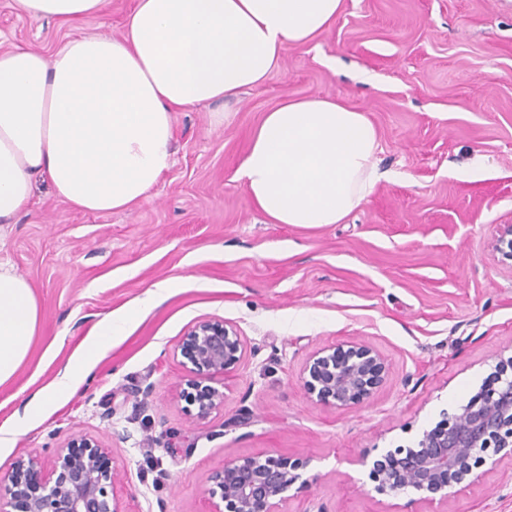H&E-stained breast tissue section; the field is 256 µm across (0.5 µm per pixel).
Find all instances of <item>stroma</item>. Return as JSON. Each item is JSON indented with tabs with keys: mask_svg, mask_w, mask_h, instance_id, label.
<instances>
[{
	"mask_svg": "<svg viewBox=\"0 0 512 512\" xmlns=\"http://www.w3.org/2000/svg\"><path fill=\"white\" fill-rule=\"evenodd\" d=\"M134 5L111 0L106 16L70 25L0 0V51L48 55L75 33L120 36ZM311 97L366 113L384 177L342 223H262L235 171L266 112ZM174 128V164L139 207L85 214L40 177L0 244L40 309L27 361L0 388V424L107 314L126 315L79 394L0 446V476L29 454L50 466L85 435L113 462L120 512H211L208 477L247 456L303 462L281 512H512L508 457L433 505L377 492L362 463L414 446L512 356V265L491 251L512 224V0H344L263 84L178 110ZM481 159L494 176L469 179ZM160 282L169 290L144 307ZM204 319L232 324L244 355L218 378L223 405L199 420L176 388L191 377L182 339ZM334 344L387 361L362 404L336 409L306 393L307 359Z\"/></svg>",
	"mask_w": 512,
	"mask_h": 512,
	"instance_id": "1",
	"label": "stroma"
}]
</instances>
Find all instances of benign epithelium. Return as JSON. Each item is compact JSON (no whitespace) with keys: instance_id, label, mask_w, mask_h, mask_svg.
Here are the masks:
<instances>
[{"instance_id":"benign-epithelium-1","label":"benign epithelium","mask_w":512,"mask_h":512,"mask_svg":"<svg viewBox=\"0 0 512 512\" xmlns=\"http://www.w3.org/2000/svg\"><path fill=\"white\" fill-rule=\"evenodd\" d=\"M492 250L512 260V224L499 227ZM243 343L235 328L208 319L193 325L183 338L181 355L196 378L177 389L179 399L206 419L224 403L212 382L237 364ZM384 358L365 345H335L315 352L303 368L309 397L334 408L358 405L384 383ZM512 457V374L500 368L493 384L485 385L455 412L443 413L423 431L415 447L394 448L372 460L369 477L380 493L414 492L428 503L446 501L478 480L475 469L497 460L483 453ZM302 464L287 458L241 457L227 461L208 477L213 512H279L285 493L302 479ZM114 471L102 447L79 437L57 450L44 471L33 456L19 459L6 479L10 499L0 512H119L112 497Z\"/></svg>"}]
</instances>
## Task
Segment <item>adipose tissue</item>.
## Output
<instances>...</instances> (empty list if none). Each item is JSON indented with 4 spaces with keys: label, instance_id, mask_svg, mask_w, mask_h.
<instances>
[{
    "label": "adipose tissue",
    "instance_id": "ef3b65f1",
    "mask_svg": "<svg viewBox=\"0 0 512 512\" xmlns=\"http://www.w3.org/2000/svg\"><path fill=\"white\" fill-rule=\"evenodd\" d=\"M111 0H12L18 15L74 23ZM343 0H136L121 36L79 34L51 55L0 53V241L46 175L83 213L129 211L173 164V112L225 101L266 80L283 52L332 26ZM380 140L365 112L289 99L253 130L235 172L269 224H337L373 194ZM35 291L0 262V387L39 326ZM105 319L30 410L73 397L121 335Z\"/></svg>",
    "mask_w": 512,
    "mask_h": 512
}]
</instances>
